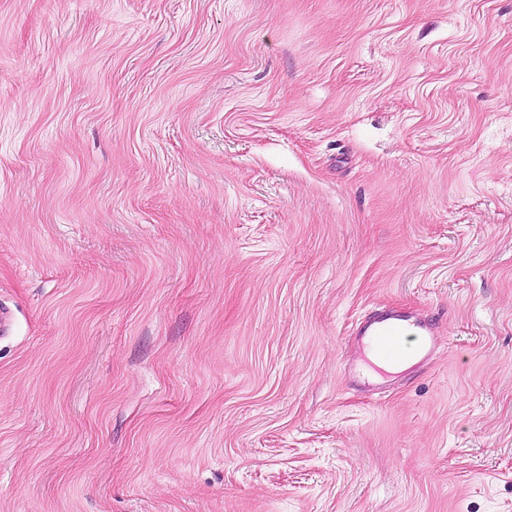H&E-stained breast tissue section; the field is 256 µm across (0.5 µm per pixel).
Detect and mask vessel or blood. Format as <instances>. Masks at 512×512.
Returning <instances> with one entry per match:
<instances>
[{
	"instance_id": "b4317fda",
	"label": "vessel or blood",
	"mask_w": 512,
	"mask_h": 512,
	"mask_svg": "<svg viewBox=\"0 0 512 512\" xmlns=\"http://www.w3.org/2000/svg\"><path fill=\"white\" fill-rule=\"evenodd\" d=\"M408 331L416 337L419 351H428L435 346V332L431 327L421 323L410 324L394 315L371 319L360 329L361 334L371 337L377 357L392 365L402 362L405 357L401 338Z\"/></svg>"
}]
</instances>
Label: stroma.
I'll use <instances>...</instances> for the list:
<instances>
[{"label":"stroma","mask_w":512,"mask_h":512,"mask_svg":"<svg viewBox=\"0 0 512 512\" xmlns=\"http://www.w3.org/2000/svg\"><path fill=\"white\" fill-rule=\"evenodd\" d=\"M0 308V512H512V0H0ZM410 330L417 339V350L430 351L436 345L435 331L421 323H407L399 316L389 315L367 321L359 330L366 336H374L372 349L377 357L388 364H398L405 357L401 338Z\"/></svg>","instance_id":"35a3bbf8"}]
</instances>
